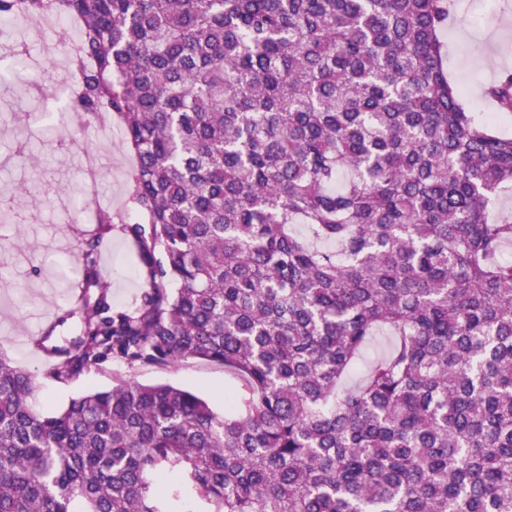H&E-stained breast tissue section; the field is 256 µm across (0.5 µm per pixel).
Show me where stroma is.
<instances>
[{"label": "stroma", "mask_w": 512, "mask_h": 512, "mask_svg": "<svg viewBox=\"0 0 512 512\" xmlns=\"http://www.w3.org/2000/svg\"><path fill=\"white\" fill-rule=\"evenodd\" d=\"M454 17L440 39L453 85L466 92L465 108L476 119L496 114L500 132L512 136V113H497L485 96L502 71H512V0H453ZM65 40L59 30L35 31L19 25L0 37V63L19 61L27 79L53 71L44 97L0 84V211L14 220L0 223V357L33 372L39 409H58L71 397L111 387L121 376L141 383L165 382L198 391L216 407L238 387L222 366L188 360L164 368L131 365L113 358L62 383L51 379L33 339L46 327L55 337L76 336L77 318L63 319L81 283V247L96 230L95 210L112 212V231L98 256L100 281L109 286L112 307H134L144 290V275L133 240L124 227L140 220L130 198L133 157L120 124L104 139L98 124L78 120L72 110L67 70L60 67ZM29 142L31 154L18 152ZM105 156L98 169L97 204L79 210L76 202L87 156Z\"/></svg>", "instance_id": "35a3bbf8"}]
</instances>
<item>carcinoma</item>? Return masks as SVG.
Listing matches in <instances>:
<instances>
[{
  "label": "carcinoma",
  "instance_id": "obj_1",
  "mask_svg": "<svg viewBox=\"0 0 512 512\" xmlns=\"http://www.w3.org/2000/svg\"><path fill=\"white\" fill-rule=\"evenodd\" d=\"M49 14L79 22L75 110L134 157L145 275L114 311L97 208L51 374L198 359L239 388L41 412L0 357V512H512V137L448 82L451 0H0ZM486 94L511 113L512 73Z\"/></svg>",
  "mask_w": 512,
  "mask_h": 512
}]
</instances>
